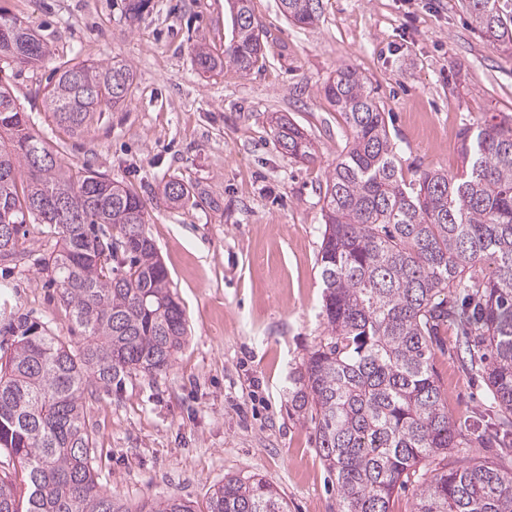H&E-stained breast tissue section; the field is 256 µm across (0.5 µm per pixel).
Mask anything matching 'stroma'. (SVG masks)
Wrapping results in <instances>:
<instances>
[{
    "label": "stroma",
    "mask_w": 512,
    "mask_h": 512,
    "mask_svg": "<svg viewBox=\"0 0 512 512\" xmlns=\"http://www.w3.org/2000/svg\"><path fill=\"white\" fill-rule=\"evenodd\" d=\"M128 0H0L49 54L38 67H0L60 163L128 185L147 206L146 234L184 309L187 336L161 375L124 374L86 400L100 482L128 505L178 496L206 512L228 475L258 473L288 512H336V477L310 419L288 408V383L326 331L318 255L322 189L350 130L321 88L355 69L385 112L405 178L461 168L465 128L512 117V57L476 30L464 0H323L316 25L288 22L279 0H253L263 59L249 74L199 70L193 47L220 55L232 36L228 0H150L140 19ZM128 61L124 104L104 108L84 133L58 125L41 93L62 62ZM284 116L313 142L298 161L276 145ZM177 180L204 191L199 206L170 208ZM22 260L0 263L13 314L29 315L81 345L41 260L54 242L37 222ZM431 365L449 415L492 431L497 408L467 366L460 336L442 327Z\"/></svg>",
    "instance_id": "stroma-1"
}]
</instances>
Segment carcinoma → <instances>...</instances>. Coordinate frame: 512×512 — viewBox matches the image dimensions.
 I'll use <instances>...</instances> for the list:
<instances>
[{
	"mask_svg": "<svg viewBox=\"0 0 512 512\" xmlns=\"http://www.w3.org/2000/svg\"><path fill=\"white\" fill-rule=\"evenodd\" d=\"M300 28L319 21L322 0H280ZM471 22L512 55V14L500 0H466ZM224 57L202 45L205 72H251L263 57L251 0H231ZM46 47L0 7V62L34 67ZM44 92L53 119L79 135L104 105L126 101L134 81L123 59L70 64ZM350 140L328 172L319 265L327 335L290 376L294 414L314 420L316 447L336 475V512H391L395 490L430 467L415 512H512V468L460 464V448H491L512 434V122L462 133V170L426 169L405 180L385 112L349 67L323 85ZM279 146L313 158L308 135L278 118ZM172 206H195L181 182L163 188ZM146 203L128 186L58 163L29 115L0 85V262L17 258L27 220L59 236L42 267L83 343L26 316L6 317L13 337L0 356V451L25 471L26 499L0 478V512H195L175 496L131 510L99 481L85 393L112 389L121 373L154 376L183 347L187 323L168 274L144 232ZM455 326L471 371L491 391L498 429L474 435L448 415L430 358L440 327ZM206 512H288L279 489L256 474L224 478Z\"/></svg>",
	"mask_w": 512,
	"mask_h": 512,
	"instance_id": "1",
	"label": "carcinoma"
}]
</instances>
